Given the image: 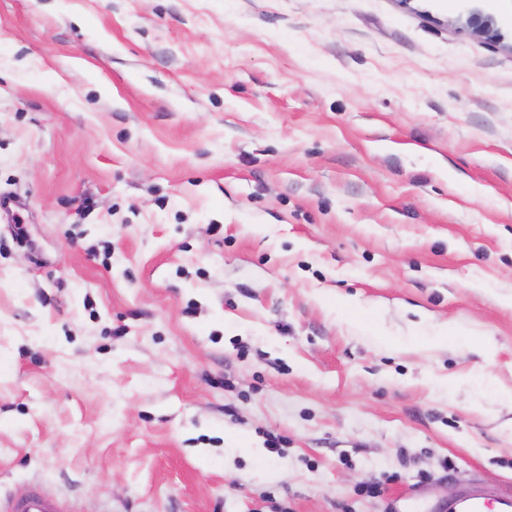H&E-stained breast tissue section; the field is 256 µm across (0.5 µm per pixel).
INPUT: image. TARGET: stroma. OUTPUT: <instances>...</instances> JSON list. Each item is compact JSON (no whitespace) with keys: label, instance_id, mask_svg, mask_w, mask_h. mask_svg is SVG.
<instances>
[{"label":"stroma","instance_id":"1","mask_svg":"<svg viewBox=\"0 0 512 512\" xmlns=\"http://www.w3.org/2000/svg\"><path fill=\"white\" fill-rule=\"evenodd\" d=\"M485 10L502 40L458 0H0L1 504L512 493V0ZM461 2L462 12L466 15L465 23L477 34L492 38H500L501 34L494 29V20L483 11L481 2L484 0H458Z\"/></svg>","mask_w":512,"mask_h":512}]
</instances>
